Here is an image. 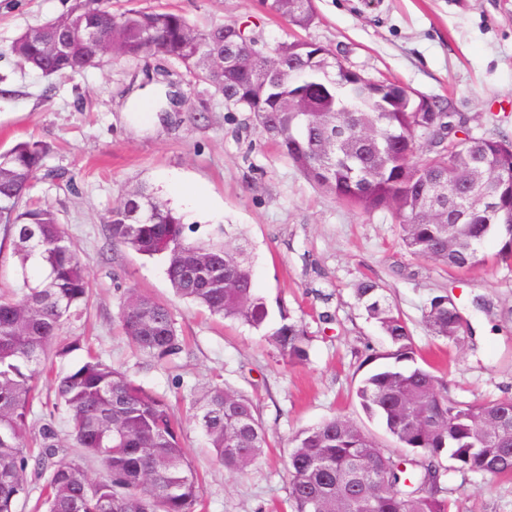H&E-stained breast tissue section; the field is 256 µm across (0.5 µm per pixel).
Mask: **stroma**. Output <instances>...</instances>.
Wrapping results in <instances>:
<instances>
[{
  "label": "stroma",
  "instance_id": "obj_1",
  "mask_svg": "<svg viewBox=\"0 0 512 512\" xmlns=\"http://www.w3.org/2000/svg\"><path fill=\"white\" fill-rule=\"evenodd\" d=\"M117 5L175 8L202 28L245 22L270 46L302 37L365 76L438 100L458 114L466 134L512 136V0H314L318 18L305 30L267 13L261 0ZM66 8L67 0H0V151L29 136L48 144L46 174L32 195L57 212L91 282L84 319L64 333L85 337L89 350L167 394L203 483L202 512H291L292 439L331 415L391 447L382 424L354 395L368 371L365 358L389 347L355 296L361 279L382 286L458 401L512 396V265L497 259V240L486 243L483 263L466 273L411 255L390 214L363 212L314 186L258 135L251 113L228 108L222 95L193 84L184 67L160 56L108 57L69 77L19 64L8 51L13 40ZM144 95L157 110L143 118L130 107ZM201 97L209 109L198 121L189 105ZM174 179L206 200L205 208L184 215L191 239L239 233L272 323L284 309L305 326L307 361L283 363L268 329L215 318L179 300L162 258L111 245L107 219L124 190L146 185L176 209ZM131 288L172 308L187 342L177 367L140 370L143 357L116 322ZM439 294L451 297L468 323L460 342L434 338L425 325V309ZM214 381L248 395L269 432L264 460L241 476L224 469L192 419L193 392ZM445 479L451 512H512V477L451 467Z\"/></svg>",
  "mask_w": 512,
  "mask_h": 512
}]
</instances>
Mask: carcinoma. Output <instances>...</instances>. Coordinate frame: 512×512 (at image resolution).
Returning a JSON list of instances; mask_svg holds the SVG:
<instances>
[{
    "label": "carcinoma",
    "mask_w": 512,
    "mask_h": 512,
    "mask_svg": "<svg viewBox=\"0 0 512 512\" xmlns=\"http://www.w3.org/2000/svg\"><path fill=\"white\" fill-rule=\"evenodd\" d=\"M265 10L306 29L314 0H263ZM112 36V55L138 59L145 39L157 54L182 64L224 102L253 113L261 136L273 141L319 189L371 213L391 212L412 255L450 270L483 263L494 238L500 260L512 261V138L470 136L464 144L438 136L435 112L413 111L394 81H372L322 45L295 39L258 47L246 67L216 70L241 41L239 24L197 29L170 9H115L112 0H72L67 10L17 37L9 52L47 76L66 77L95 65L96 48L81 17ZM280 55L282 77H265L268 57ZM49 152L33 137L0 152V224L21 267L18 289L0 292V512H14L41 484L45 512H197L203 487L182 444V425L168 399L92 351L53 380V410L36 428L28 417L38 398L46 355L62 359L83 348L79 336L60 339L86 310L90 282L56 212L32 202L30 191ZM112 244L160 255L175 294L212 316L255 329L270 319L254 288L247 253L229 243L194 242L189 226L145 186L123 194L108 217ZM356 297L391 349L360 380L363 411L380 420L394 448L385 450L348 419L335 415L293 439L288 499L293 512H449L442 456L462 472L512 475V397L481 404L448 396V382L421 356L407 322L372 279ZM431 336L456 343L466 325L455 302L433 297L424 313ZM123 334L147 357L145 367L171 363L185 352L170 307L130 289L119 306ZM271 341L285 364L307 360L310 336L280 310ZM68 416L59 433L55 411ZM191 409L210 448L231 473L259 462L268 431L241 392L212 383L195 392ZM77 452L70 453L68 449ZM100 463L106 477L88 470Z\"/></svg>",
    "instance_id": "obj_1"
}]
</instances>
